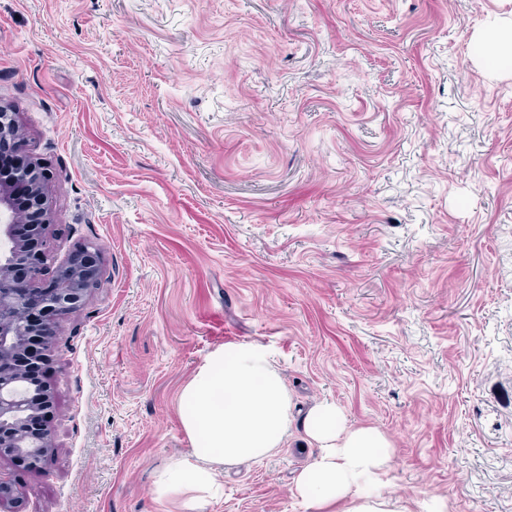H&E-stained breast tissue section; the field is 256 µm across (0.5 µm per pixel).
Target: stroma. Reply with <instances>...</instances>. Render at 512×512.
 Returning a JSON list of instances; mask_svg holds the SVG:
<instances>
[{"label": "stroma", "instance_id": "stroma-1", "mask_svg": "<svg viewBox=\"0 0 512 512\" xmlns=\"http://www.w3.org/2000/svg\"><path fill=\"white\" fill-rule=\"evenodd\" d=\"M512 0H0V104L54 176L43 246L102 248L53 322L43 471L0 512H182L178 396L263 346L294 416L384 432L409 512H512ZM297 428L204 512H308ZM477 53L486 57L488 64L501 71L512 70V27L507 33L502 34L496 40L492 50L488 51L481 44L477 46Z\"/></svg>", "mask_w": 512, "mask_h": 512}]
</instances>
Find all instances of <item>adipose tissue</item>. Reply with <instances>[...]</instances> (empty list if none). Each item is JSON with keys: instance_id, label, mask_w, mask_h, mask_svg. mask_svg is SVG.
<instances>
[{"instance_id": "adipose-tissue-1", "label": "adipose tissue", "mask_w": 512, "mask_h": 512, "mask_svg": "<svg viewBox=\"0 0 512 512\" xmlns=\"http://www.w3.org/2000/svg\"><path fill=\"white\" fill-rule=\"evenodd\" d=\"M272 355L252 343H228L210 355L185 385L179 416L190 439L188 454L159 475L160 498H185L200 512L224 494L219 467L260 461L282 447L290 427L318 450L297 476L294 493L311 512H398L381 490L391 469L392 445L380 430L349 424L330 400L300 421Z\"/></svg>"}]
</instances>
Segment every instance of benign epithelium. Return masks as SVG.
I'll return each instance as SVG.
<instances>
[{"label": "benign epithelium", "instance_id": "1", "mask_svg": "<svg viewBox=\"0 0 512 512\" xmlns=\"http://www.w3.org/2000/svg\"><path fill=\"white\" fill-rule=\"evenodd\" d=\"M14 113L0 105V144L14 136ZM52 173L36 160L0 176V455L31 470L43 469L52 450L51 435L37 423L53 405L51 391L33 376L48 361V342L36 324L48 313L61 320L80 308L102 286L101 248L84 245L49 272L37 248L52 223L47 186ZM27 187L32 220L26 238L16 233L18 216L12 185Z\"/></svg>", "mask_w": 512, "mask_h": 512}]
</instances>
